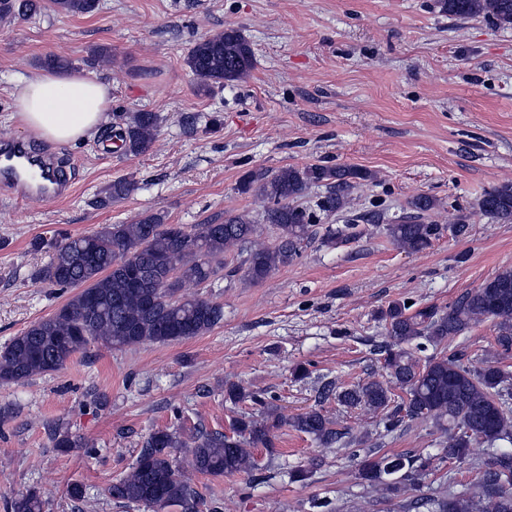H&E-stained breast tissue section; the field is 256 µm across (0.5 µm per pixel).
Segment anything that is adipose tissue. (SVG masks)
<instances>
[{"label": "adipose tissue", "mask_w": 512, "mask_h": 512, "mask_svg": "<svg viewBox=\"0 0 512 512\" xmlns=\"http://www.w3.org/2000/svg\"><path fill=\"white\" fill-rule=\"evenodd\" d=\"M111 103L109 84L84 71L38 70L14 92L9 119L36 139L69 144L97 135Z\"/></svg>", "instance_id": "1"}]
</instances>
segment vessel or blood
I'll use <instances>...</instances> for the list:
<instances>
[{
    "label": "vessel or blood",
    "instance_id": "1",
    "mask_svg": "<svg viewBox=\"0 0 512 512\" xmlns=\"http://www.w3.org/2000/svg\"><path fill=\"white\" fill-rule=\"evenodd\" d=\"M0 187L17 199L46 200L66 197L69 178L56 172L54 158L22 140L0 142Z\"/></svg>",
    "mask_w": 512,
    "mask_h": 512
}]
</instances>
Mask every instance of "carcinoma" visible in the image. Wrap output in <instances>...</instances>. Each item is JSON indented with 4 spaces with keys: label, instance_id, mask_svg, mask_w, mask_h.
I'll list each match as a JSON object with an SVG mask.
<instances>
[{
    "label": "carcinoma",
    "instance_id": "obj_1",
    "mask_svg": "<svg viewBox=\"0 0 512 512\" xmlns=\"http://www.w3.org/2000/svg\"><path fill=\"white\" fill-rule=\"evenodd\" d=\"M450 16H485L512 27V0H439ZM98 8L96 0H0V20L33 18L46 9L56 14L85 15ZM254 53L243 34L234 28L206 36L188 51L185 64L195 77V89L208 94L217 85L241 82L253 67ZM160 126L156 112L116 114L108 137L120 142L130 155L147 153ZM368 173L341 166L310 164L287 166L274 172L255 170L240 182L239 190L258 191L269 201L262 221L245 214H228L221 224H164L148 215L133 224H107L99 230L67 238L55 247L43 270L50 288H77L54 313L30 324L0 350V383L24 382L34 376L63 369L72 357L92 343L122 348L146 342L167 344L208 333L223 317L220 306L197 294H183L185 283L207 281L223 264L224 254L249 247L247 276L265 281L275 270L297 259L315 224L313 212L297 204L306 190L323 183L328 191L317 204L324 213H336L347 204L356 181ZM135 184L118 180L97 199L100 207L127 197ZM436 207L428 195L413 198L409 211L385 225L391 240L408 253L428 248L440 234L437 224L426 222ZM481 211L504 224L512 223V183L495 186L478 203ZM279 230V243H257L261 224ZM387 340L377 354L387 382L373 381L336 392L341 405L385 412L387 431L404 420H433L447 434L440 442V462H469L471 445L479 442L491 451L477 490H458L448 496L427 495L414 502L425 512H512V372L493 361L481 367L463 362L464 352H448V342L474 324L490 321L495 331L499 359L512 355V269L504 268L481 285L462 293L443 310H412L407 300H395L381 313ZM431 354H426L427 350ZM424 357H419V354ZM264 408L257 417L235 419L231 433L198 432L185 440L180 433L158 430L149 435L135 463L108 488L113 500L134 503L162 512H202L204 500L192 477L172 454L188 448L192 468L199 473L251 474L257 468L255 449L274 448V430L290 425L323 446L346 437V431L312 408L290 419L267 401L253 397ZM432 470V457L398 452L378 457L364 455L358 478L383 495L397 493L407 483H417ZM11 512H43L41 492L14 498Z\"/></svg>",
    "mask_w": 512,
    "mask_h": 512
}]
</instances>
